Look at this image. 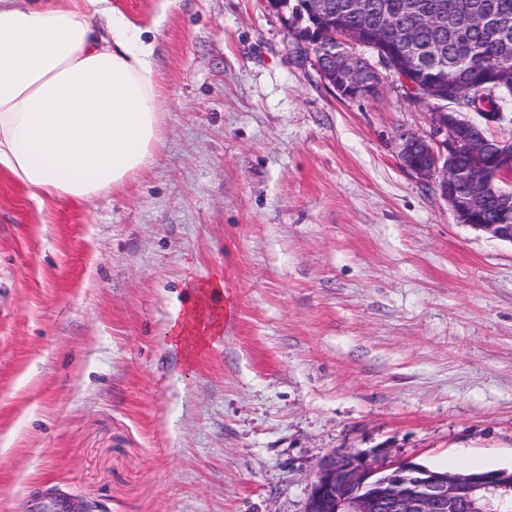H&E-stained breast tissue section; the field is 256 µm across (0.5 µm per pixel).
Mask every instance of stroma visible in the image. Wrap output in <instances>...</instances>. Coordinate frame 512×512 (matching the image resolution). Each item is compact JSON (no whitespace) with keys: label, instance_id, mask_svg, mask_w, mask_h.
<instances>
[{"label":"stroma","instance_id":"obj_1","mask_svg":"<svg viewBox=\"0 0 512 512\" xmlns=\"http://www.w3.org/2000/svg\"><path fill=\"white\" fill-rule=\"evenodd\" d=\"M158 28L166 136L123 190L0 167V512H305L319 461L512 470V244L454 219L263 0H106ZM222 273L193 356L166 328Z\"/></svg>","mask_w":512,"mask_h":512}]
</instances>
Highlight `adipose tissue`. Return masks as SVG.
<instances>
[{"label":"adipose tissue","instance_id":"obj_1","mask_svg":"<svg viewBox=\"0 0 512 512\" xmlns=\"http://www.w3.org/2000/svg\"><path fill=\"white\" fill-rule=\"evenodd\" d=\"M91 0H0V166L31 195L90 201L144 172L161 142L155 44L124 16L97 24ZM168 345L221 336L222 276L188 285Z\"/></svg>","mask_w":512,"mask_h":512}]
</instances>
